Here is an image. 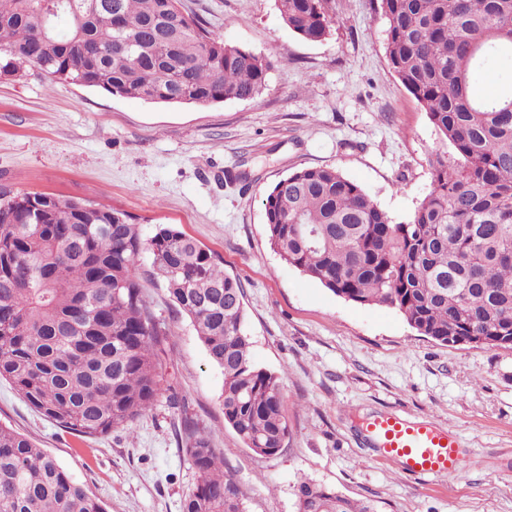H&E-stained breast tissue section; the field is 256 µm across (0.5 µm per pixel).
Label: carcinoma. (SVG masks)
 Instances as JSON below:
<instances>
[{
  "label": "carcinoma",
  "mask_w": 512,
  "mask_h": 512,
  "mask_svg": "<svg viewBox=\"0 0 512 512\" xmlns=\"http://www.w3.org/2000/svg\"><path fill=\"white\" fill-rule=\"evenodd\" d=\"M31 0H0V69L29 64L54 79L170 105L247 101L273 62L232 45L181 0H63L51 34ZM335 0H277L283 22L317 42ZM386 56L459 156L437 153L432 181L396 223L333 167L295 171L263 199L279 256L337 296L396 309L446 345L512 347V92L474 94V71L512 54V0H377ZM148 253L176 312L222 370L227 424L269 456L288 436L283 381L252 358L244 289L218 255L169 225L145 239L123 211L52 194L0 198V380L43 417L98 437L146 415L163 394L156 348L168 335L144 298ZM198 473L182 512H247L223 459L182 420ZM297 512H375L303 481ZM0 512H105L48 453L0 425Z\"/></svg>",
  "instance_id": "1"
}]
</instances>
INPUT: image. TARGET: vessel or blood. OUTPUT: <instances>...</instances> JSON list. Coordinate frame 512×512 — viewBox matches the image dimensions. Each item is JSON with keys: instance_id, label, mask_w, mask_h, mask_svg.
<instances>
[{"instance_id": "1", "label": "vessel or blood", "mask_w": 512, "mask_h": 512, "mask_svg": "<svg viewBox=\"0 0 512 512\" xmlns=\"http://www.w3.org/2000/svg\"><path fill=\"white\" fill-rule=\"evenodd\" d=\"M368 436L380 459L396 463L403 472L447 476L455 470L460 443L435 423L380 414L370 422Z\"/></svg>"}]
</instances>
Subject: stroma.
<instances>
[{
	"label": "stroma",
	"mask_w": 512,
	"mask_h": 512,
	"mask_svg": "<svg viewBox=\"0 0 512 512\" xmlns=\"http://www.w3.org/2000/svg\"><path fill=\"white\" fill-rule=\"evenodd\" d=\"M183 2L226 42L274 60L262 94L167 105L62 83L28 65L0 72V188L117 208L143 237L171 225L216 251L243 285L255 363L283 379L288 436L265 457L225 425L222 372L146 253L138 260L146 300L170 331L157 349L164 397L133 424L86 438L1 381L0 424L55 457L107 512H182L198 479L177 443L185 416L223 456L247 512H296L305 480L378 512H512V348L420 336L394 308L336 296L268 240L264 194L301 169L336 168L397 223L430 188V159L445 146L392 71L372 0H336V22L319 42L293 33L276 0ZM381 412L453 431L456 471L413 476L380 460L367 426Z\"/></svg>",
	"instance_id": "obj_1"
}]
</instances>
